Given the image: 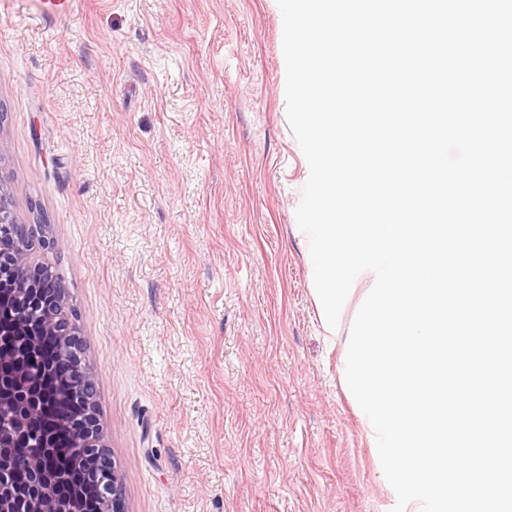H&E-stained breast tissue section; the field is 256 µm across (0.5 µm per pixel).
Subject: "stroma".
Masks as SVG:
<instances>
[{
	"instance_id": "35a3bbf8",
	"label": "stroma",
	"mask_w": 512,
	"mask_h": 512,
	"mask_svg": "<svg viewBox=\"0 0 512 512\" xmlns=\"http://www.w3.org/2000/svg\"><path fill=\"white\" fill-rule=\"evenodd\" d=\"M0 0V177L44 212L126 512H392L295 212L277 0Z\"/></svg>"
}]
</instances>
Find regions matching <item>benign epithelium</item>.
Wrapping results in <instances>:
<instances>
[{
	"instance_id": "benign-epithelium-1",
	"label": "benign epithelium",
	"mask_w": 512,
	"mask_h": 512,
	"mask_svg": "<svg viewBox=\"0 0 512 512\" xmlns=\"http://www.w3.org/2000/svg\"><path fill=\"white\" fill-rule=\"evenodd\" d=\"M53 250L41 212L19 221L0 175V512H79L78 494L56 493L71 461L97 475L99 512H125L123 486L101 435L94 387L66 288L54 267L33 260L34 245ZM52 338L61 364L55 394L40 387L50 365L38 356ZM73 433L67 458L50 452Z\"/></svg>"
}]
</instances>
